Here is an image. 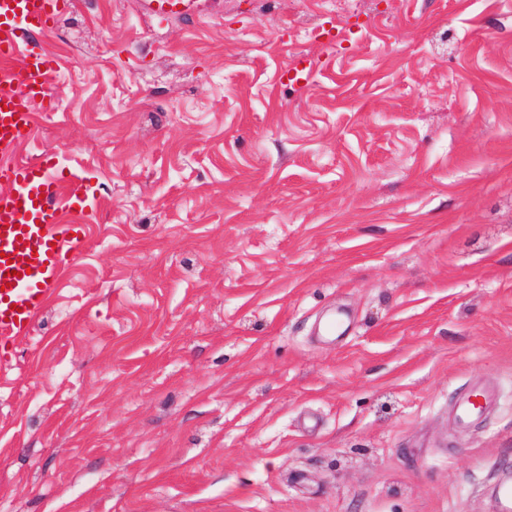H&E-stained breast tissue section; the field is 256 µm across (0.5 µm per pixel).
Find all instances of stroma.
<instances>
[{"label":"stroma","instance_id":"stroma-1","mask_svg":"<svg viewBox=\"0 0 512 512\" xmlns=\"http://www.w3.org/2000/svg\"><path fill=\"white\" fill-rule=\"evenodd\" d=\"M141 3L41 39L57 109L17 158L90 226L0 361V512H499L512 0ZM149 8V16L165 20L182 14L190 1L188 0H145ZM182 5V8H178ZM481 407L476 406L471 395H465L454 405L455 420L461 429H466L481 413Z\"/></svg>","mask_w":512,"mask_h":512}]
</instances>
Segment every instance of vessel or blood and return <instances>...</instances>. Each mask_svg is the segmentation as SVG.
Masks as SVG:
<instances>
[{
    "label": "vessel or blood",
    "instance_id": "1",
    "mask_svg": "<svg viewBox=\"0 0 512 512\" xmlns=\"http://www.w3.org/2000/svg\"><path fill=\"white\" fill-rule=\"evenodd\" d=\"M151 17L180 15L188 0H146ZM73 0H0V355L28 329L62 273L83 252L85 225L64 220L59 199L76 176L53 156L15 161L35 131L32 102L54 109L52 83L58 58L31 49V34L54 31ZM68 194V193H67ZM455 420L467 428L481 413L471 396L454 405Z\"/></svg>",
    "mask_w": 512,
    "mask_h": 512
}]
</instances>
